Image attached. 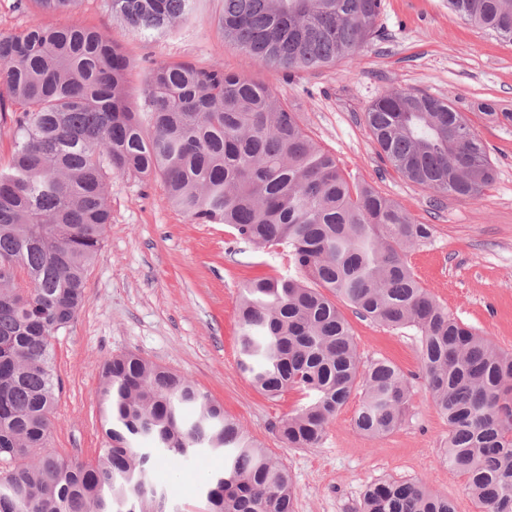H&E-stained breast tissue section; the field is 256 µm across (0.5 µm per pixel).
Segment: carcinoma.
Returning <instances> with one entry per match:
<instances>
[{
    "instance_id": "cac0c4a2",
    "label": "carcinoma",
    "mask_w": 512,
    "mask_h": 512,
    "mask_svg": "<svg viewBox=\"0 0 512 512\" xmlns=\"http://www.w3.org/2000/svg\"><path fill=\"white\" fill-rule=\"evenodd\" d=\"M31 24L0 32V512H165L145 491L148 441L179 466L196 448L224 453L197 512H295L285 467L194 382L135 354L103 361L97 397L108 447L93 464L45 451L59 382L51 340L85 298L111 223L114 176H158L197 224H227L257 249L284 246L296 275L257 276L238 308V367L261 392L307 402L276 425L312 448L353 392L361 433L402 422L412 390L393 362L363 365L341 300L360 317L421 334L428 390L448 422L443 459L484 512H512V352L448 313L418 281L408 251L432 236L400 205L350 182L277 94L222 66L165 63L146 77L106 30L50 25L81 0H29ZM114 19L164 35L198 0H107ZM450 10L512 42V0H448ZM381 0H224V40L261 67L314 71L350 62L377 35ZM380 154L438 203L494 181L484 144L447 100L391 89L368 108ZM359 512H456L410 481L370 485Z\"/></svg>"
}]
</instances>
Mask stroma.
Here are the masks:
<instances>
[{
	"instance_id": "35a3bbf8",
	"label": "stroma",
	"mask_w": 512,
	"mask_h": 512,
	"mask_svg": "<svg viewBox=\"0 0 512 512\" xmlns=\"http://www.w3.org/2000/svg\"><path fill=\"white\" fill-rule=\"evenodd\" d=\"M222 0H203L198 13L166 36H140L114 21L104 0H82L71 22L107 30L138 63L130 74L144 88L147 68L170 61L226 71L262 82L288 102L309 138L335 157L344 174L371 186L421 224L430 241L408 260L424 288L449 313L512 351V44L448 9V0H383L378 35L354 62L288 73L258 67L225 43L217 27ZM413 89L443 98L461 112L486 146L493 184L476 199L435 206L423 187L396 172L379 154L365 113L384 91ZM112 222L88 269L85 301L53 340L61 381L48 450L92 462L107 439L96 396L103 361L135 353L196 383L220 402L291 474L296 512H354L378 480H407L454 499L457 512H480L466 480L444 463L448 424L434 407L420 367L419 333L358 317L349 321L362 362L386 358L408 375L413 397L399 427L370 438L352 424L357 401L329 423L318 445L290 448L275 425L304 399L295 391L270 398L238 368L237 306L257 275L291 274L284 247L255 249L225 224H194L166 202L158 177H115L107 184ZM148 488L166 512H192L224 456L199 450L170 467L147 465Z\"/></svg>"
}]
</instances>
